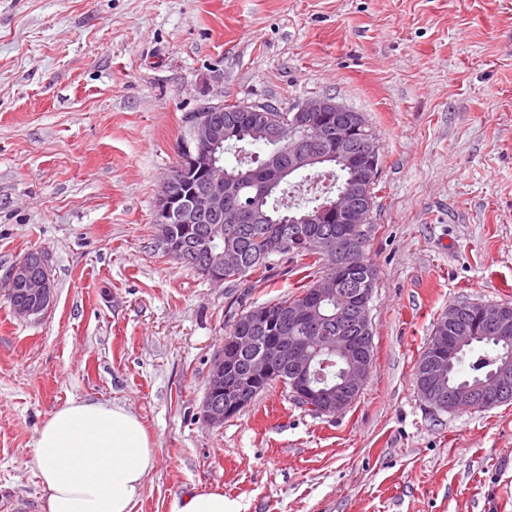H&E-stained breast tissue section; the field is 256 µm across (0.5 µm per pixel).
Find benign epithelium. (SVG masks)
<instances>
[{
	"mask_svg": "<svg viewBox=\"0 0 512 512\" xmlns=\"http://www.w3.org/2000/svg\"><path fill=\"white\" fill-rule=\"evenodd\" d=\"M224 100H208L190 112L185 121L186 134L178 147L179 160L159 183L153 224L157 241L164 249L177 251L186 261L195 264L203 277L216 285L224 284V272L243 269L240 255L231 250L212 252L209 244L224 240V218L237 223L249 220L253 208L244 203L234 204L239 195L238 177L224 173V140L236 134L232 125H224L220 116ZM293 112L288 122H278L269 116L256 125L255 136L268 143H279L288 135V171L298 172L319 164L342 161L357 174H365L362 188H368L379 165V143L370 133L359 131L360 124H334L332 112H347L349 108L326 97L307 98L289 108ZM371 198L357 206L350 193L343 192L326 207L299 215L300 226L289 230L279 245L288 248L304 245L310 237L304 224H348L359 231L370 222ZM182 225V238H172V225ZM204 225L199 231L196 225ZM347 266H334L317 284L309 289L304 301L291 309L289 321L303 332L301 336L280 335L277 317L256 314L264 329L272 334L270 343L260 354L253 353L257 337L246 333L227 336L224 346L213 359L201 416L210 428L224 425V420L238 414L252 401L251 389L280 373L291 371L292 395L313 408L334 415L353 402L373 369L372 361L361 353L350 336H315L321 322L318 306L325 299L336 301V317L344 319L355 315L367 320L369 296L361 289L345 287ZM15 317L26 319L46 310L54 301L55 285L51 279L48 260L41 251L25 254L0 281ZM502 304H484L480 317L488 327H498L505 319ZM469 340L459 336L450 344L439 342L436 355L426 359L417 372L425 379L439 381L448 374V362L458 344ZM322 350L336 354L342 367L339 382L325 391L310 386L313 378L321 376L320 368L326 362L316 360ZM512 369V361L505 360L497 370L490 372L478 386L448 390V401H435V406L450 410L465 405L466 400L479 393L492 403L507 387L505 374Z\"/></svg>",
	"mask_w": 512,
	"mask_h": 512,
	"instance_id": "1",
	"label": "benign epithelium"
}]
</instances>
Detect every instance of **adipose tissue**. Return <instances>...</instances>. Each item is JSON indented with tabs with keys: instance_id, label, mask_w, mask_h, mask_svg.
Here are the masks:
<instances>
[{
	"instance_id": "ef3b65f1",
	"label": "adipose tissue",
	"mask_w": 512,
	"mask_h": 512,
	"mask_svg": "<svg viewBox=\"0 0 512 512\" xmlns=\"http://www.w3.org/2000/svg\"><path fill=\"white\" fill-rule=\"evenodd\" d=\"M155 462L138 416L110 402L73 399L44 421L30 465L41 512H132Z\"/></svg>"
}]
</instances>
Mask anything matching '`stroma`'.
Instances as JSON below:
<instances>
[{
    "instance_id": "stroma-1",
    "label": "stroma",
    "mask_w": 512,
    "mask_h": 512,
    "mask_svg": "<svg viewBox=\"0 0 512 512\" xmlns=\"http://www.w3.org/2000/svg\"><path fill=\"white\" fill-rule=\"evenodd\" d=\"M219 97H331L379 140L373 371L342 412L276 384L202 421L235 314L305 282L215 286L156 242L181 117ZM32 250L56 297L19 319L0 293V512H41L35 438L72 399L143 421L134 512H512V402L448 413L414 383L450 304L512 303V0H0V279ZM172 512H229L224 494L217 491L187 494L176 500Z\"/></svg>"
}]
</instances>
